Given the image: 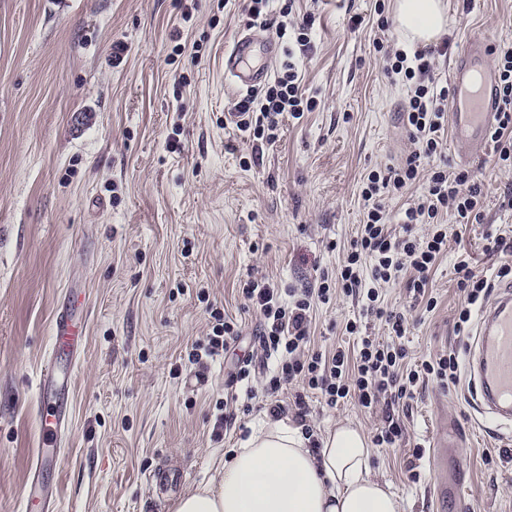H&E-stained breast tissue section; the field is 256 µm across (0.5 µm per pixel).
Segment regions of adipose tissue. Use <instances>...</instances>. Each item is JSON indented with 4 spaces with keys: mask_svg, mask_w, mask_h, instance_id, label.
<instances>
[{
    "mask_svg": "<svg viewBox=\"0 0 512 512\" xmlns=\"http://www.w3.org/2000/svg\"><path fill=\"white\" fill-rule=\"evenodd\" d=\"M395 15L413 43H433L447 25L443 0H395ZM372 455L363 431L350 424L328 431L313 449L300 429L267 422L175 512H406L377 478Z\"/></svg>",
    "mask_w": 512,
    "mask_h": 512,
    "instance_id": "ef3b65f1",
    "label": "adipose tissue"
}]
</instances>
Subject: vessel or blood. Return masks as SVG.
I'll return each mask as SVG.
<instances>
[{
	"label": "vessel or blood",
	"instance_id": "1",
	"mask_svg": "<svg viewBox=\"0 0 512 512\" xmlns=\"http://www.w3.org/2000/svg\"><path fill=\"white\" fill-rule=\"evenodd\" d=\"M254 39L243 35L224 55V73L236 84L252 89L268 77L266 71L246 68ZM491 45L482 36L470 38L451 68L455 95L449 105V121L454 136L468 158L484 155L488 130L496 115L497 75L489 65ZM56 344L71 350L68 365L58 358L49 359L40 375L38 416L40 446L30 477V495L42 494L40 474L56 466L66 442L70 411L67 400L71 383L70 369L77 366L83 327L69 310H61L54 319ZM467 377L474 397L476 413L495 420L499 427L512 426V287L499 289L482 311L467 361Z\"/></svg>",
	"mask_w": 512,
	"mask_h": 512
}]
</instances>
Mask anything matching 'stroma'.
<instances>
[{
  "label": "stroma",
  "mask_w": 512,
  "mask_h": 512,
  "mask_svg": "<svg viewBox=\"0 0 512 512\" xmlns=\"http://www.w3.org/2000/svg\"><path fill=\"white\" fill-rule=\"evenodd\" d=\"M447 3L450 48L436 69L444 80L470 36L512 40V0ZM374 5L297 0L291 22L314 18L300 90L318 106L284 117L256 160L230 118L244 92L224 75L241 31L273 34L246 0H0V512H26L39 376L67 294L85 295L77 316L88 335L65 452L43 476L54 512H175L181 493L207 483L265 420V401L247 399L233 378L239 360L260 352L259 316L240 288L254 278L300 288L335 270L362 222L364 176L409 150L407 89L385 74L373 43L415 47L392 10ZM447 147L450 166L473 167L485 216L449 225L431 273L434 310L413 306L405 280L385 290L388 308L410 320L405 346L417 364L466 352L470 338L455 328L458 259L488 277L512 261V248L492 252L487 240L512 226L502 205L512 170ZM212 306L242 334L203 371L189 356L211 330ZM358 312L343 298L320 306L312 347L352 346L342 324ZM300 393L282 386L284 419L315 437L340 422L369 436L381 424L355 400L330 407L313 394L297 419ZM470 395L461 381L419 386L400 412L403 441L375 448L373 468L407 512H512V432L476 420ZM228 400L237 418L217 438ZM440 440L443 464L432 459ZM163 465L184 481L161 498L148 477Z\"/></svg>",
  "instance_id": "35a3bbf8"
}]
</instances>
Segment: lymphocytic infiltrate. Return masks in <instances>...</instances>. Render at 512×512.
Returning <instances> with one entry per match:
<instances>
[{
    "mask_svg": "<svg viewBox=\"0 0 512 512\" xmlns=\"http://www.w3.org/2000/svg\"><path fill=\"white\" fill-rule=\"evenodd\" d=\"M311 25L308 17L293 25L277 78L234 105L242 114L239 130L248 133L257 145L276 141L284 115L298 119L317 105L315 99L303 95L299 83V63L311 48ZM449 47L445 40L438 47L410 55L383 41L375 43L387 75L402 76L409 84L403 124L411 151L403 162L369 173L362 190L364 220L335 276H321L314 287L304 289L283 288L262 280L248 281L242 289L260 316L259 345L266 355L276 359L275 368L265 374L263 386L271 400L272 417L285 411L276 401L282 383L296 380L319 393L328 406L353 398L364 409L381 410L382 425L373 441L379 447L390 448L404 434L396 405L412 398L414 389L426 380L447 385L457 378L458 361L452 352L406 367L403 340L407 319L399 313L385 312L381 305L383 287L404 276L414 298L423 300L427 309H435L429 276L446 250L449 223L471 224L484 218L481 188L471 171L448 167L442 161L446 106L454 90L439 85L435 63L437 57L447 55ZM493 53L499 85L497 121L489 138L496 162L505 165L512 164V41L501 42ZM419 181L424 190L403 213V235L394 236L385 202L402 196ZM420 224L426 227L421 234L415 231ZM454 274L464 297L456 322L463 332L470 325L474 308L491 292L493 284L477 275L465 258L457 261ZM336 294L360 303L363 315L384 319L387 338L365 333L358 321L350 320L345 330L357 338L353 353L341 348L327 353L311 350L314 305L329 303Z\"/></svg>",
    "mask_w": 512,
    "mask_h": 512,
    "instance_id": "lymphocytic-infiltrate-1",
    "label": "lymphocytic infiltrate"
}]
</instances>
